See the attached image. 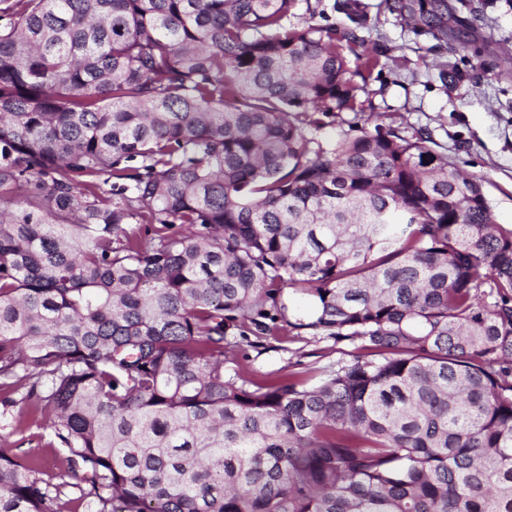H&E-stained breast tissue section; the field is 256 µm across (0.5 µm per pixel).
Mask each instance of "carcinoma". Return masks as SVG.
<instances>
[{
  "mask_svg": "<svg viewBox=\"0 0 512 512\" xmlns=\"http://www.w3.org/2000/svg\"><path fill=\"white\" fill-rule=\"evenodd\" d=\"M0 2V406L85 512H512V231L424 132L307 137L385 67L361 0ZM385 3L447 44L448 0ZM303 331L356 353L224 373ZM62 495L0 448V512ZM337 4V0H300L298 1L297 7L293 10L296 14L295 17H309L308 7L311 10H315L316 15L313 19V23H325L322 15L319 14L320 11L325 13L324 15L328 16L331 20H336V22H342L344 17L339 12H335L334 4ZM236 345L224 360V371L242 380L261 382L288 375L311 379L315 382L338 364L351 359L356 352L352 345L336 344L302 333V336H269L256 339L250 336L229 338ZM51 432L45 428L40 412L19 403L4 416L0 415V448L25 463H35L59 484L67 481L61 460L65 457L57 448H50Z\"/></svg>",
  "mask_w": 512,
  "mask_h": 512,
  "instance_id": "1",
  "label": "carcinoma"
}]
</instances>
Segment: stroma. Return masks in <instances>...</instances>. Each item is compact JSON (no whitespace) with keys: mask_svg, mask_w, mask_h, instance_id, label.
Listing matches in <instances>:
<instances>
[{"mask_svg":"<svg viewBox=\"0 0 512 512\" xmlns=\"http://www.w3.org/2000/svg\"><path fill=\"white\" fill-rule=\"evenodd\" d=\"M373 28L370 49L388 50L394 66L372 78L367 90V129L392 126L403 135L428 131L435 150L480 178L497 224L512 228V0H471V9L448 0V46L402 27L384 0H362ZM448 79L440 81V64ZM354 349L318 336L239 339L224 370L246 381L288 375L318 380L350 360ZM32 406L21 403L0 415V448L35 463L63 484L62 453Z\"/></svg>","mask_w":512,"mask_h":512,"instance_id":"obj_1","label":"stroma"}]
</instances>
